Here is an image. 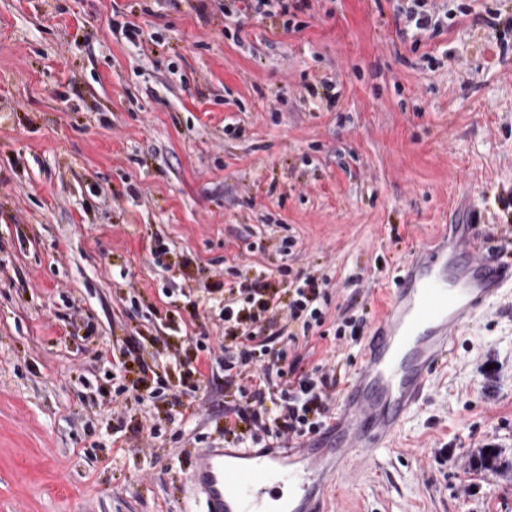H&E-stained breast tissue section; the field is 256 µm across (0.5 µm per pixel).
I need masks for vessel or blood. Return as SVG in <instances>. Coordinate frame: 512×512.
I'll list each match as a JSON object with an SVG mask.
<instances>
[{
  "label": "vessel or blood",
  "instance_id": "b4317fda",
  "mask_svg": "<svg viewBox=\"0 0 512 512\" xmlns=\"http://www.w3.org/2000/svg\"><path fill=\"white\" fill-rule=\"evenodd\" d=\"M512 288V259L487 251L472 224L415 250L385 291L362 362L329 425L287 454L267 448H199L186 473L205 512H271L273 487L286 512H316L321 491L351 461L370 462L419 408L435 371L465 329Z\"/></svg>",
  "mask_w": 512,
  "mask_h": 512
}]
</instances>
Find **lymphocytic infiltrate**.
Listing matches in <instances>:
<instances>
[{
	"mask_svg": "<svg viewBox=\"0 0 512 512\" xmlns=\"http://www.w3.org/2000/svg\"><path fill=\"white\" fill-rule=\"evenodd\" d=\"M396 35L414 33L437 37L445 24L430 0H396L394 7ZM327 276H296L288 282L293 293L288 305H281L279 295L268 284L253 282L238 285V296L224 306V334L231 342L224 348L225 372L246 375L250 386L241 390L243 407L235 415L247 425L253 441L267 438L299 439L318 433L332 415L329 393L339 383L334 370L324 368L319 374L299 369L298 357L290 356L287 347H273L263 338L262 314L284 309L289 323L312 332L325 319L323 307L327 293ZM278 398L276 409H268L266 400Z\"/></svg>",
	"mask_w": 512,
	"mask_h": 512,
	"instance_id": "1",
	"label": "lymphocytic infiltrate"
}]
</instances>
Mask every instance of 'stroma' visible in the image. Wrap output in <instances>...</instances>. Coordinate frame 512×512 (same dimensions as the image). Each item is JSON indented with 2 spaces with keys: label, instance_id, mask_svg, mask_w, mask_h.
Returning a JSON list of instances; mask_svg holds the SVG:
<instances>
[{
  "label": "stroma",
  "instance_id": "1",
  "mask_svg": "<svg viewBox=\"0 0 512 512\" xmlns=\"http://www.w3.org/2000/svg\"><path fill=\"white\" fill-rule=\"evenodd\" d=\"M230 2L0 0V512H202L194 450L252 445L225 431L227 284L271 274L285 304L278 267L328 275L296 352L347 377L337 321L374 322L445 225L479 213L492 249L512 219V34L472 24L512 0H445L418 44L391 0ZM325 512H512V293ZM237 2L239 7L235 4ZM310 9V0H236L232 4V9L226 5L224 15H230L229 10L237 16H297V13H303Z\"/></svg>",
  "mask_w": 512,
  "mask_h": 512
}]
</instances>
